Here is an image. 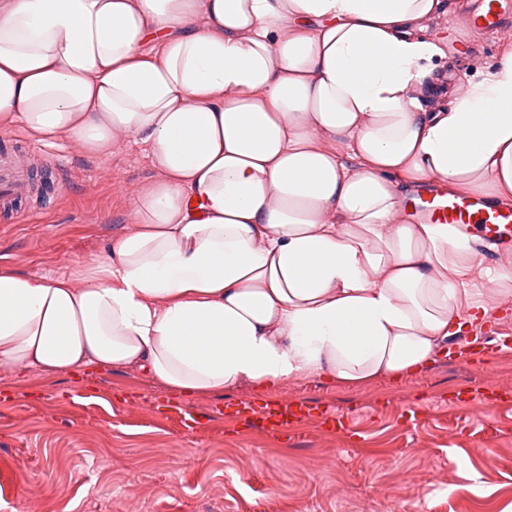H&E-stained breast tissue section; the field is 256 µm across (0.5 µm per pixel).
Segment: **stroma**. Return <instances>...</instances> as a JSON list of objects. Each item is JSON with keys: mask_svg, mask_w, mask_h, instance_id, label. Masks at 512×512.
<instances>
[{"mask_svg": "<svg viewBox=\"0 0 512 512\" xmlns=\"http://www.w3.org/2000/svg\"><path fill=\"white\" fill-rule=\"evenodd\" d=\"M429 24L446 53L443 104L491 70L512 31L488 40L446 0ZM0 151L48 170L44 203L0 221V269L49 278L102 255L126 229L139 186L155 177L147 145L128 138L111 160L73 141L1 131ZM305 407L288 430L259 426L267 409ZM250 407L252 421L238 411ZM192 412L185 427L180 409ZM339 417L326 424V415ZM512 512V349L482 345L439 357L401 384L184 397L131 369L26 378L0 372V512Z\"/></svg>", "mask_w": 512, "mask_h": 512, "instance_id": "stroma-1", "label": "stroma"}]
</instances>
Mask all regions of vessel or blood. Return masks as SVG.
Wrapping results in <instances>:
<instances>
[{
  "label": "vessel or blood",
  "instance_id": "1",
  "mask_svg": "<svg viewBox=\"0 0 512 512\" xmlns=\"http://www.w3.org/2000/svg\"><path fill=\"white\" fill-rule=\"evenodd\" d=\"M468 28L497 33L512 25V0H475L464 17ZM30 182L21 161L0 159V207L26 196ZM419 216L431 224H456L472 229L479 248L512 242V209L471 196H449L426 187L419 193Z\"/></svg>",
  "mask_w": 512,
  "mask_h": 512
}]
</instances>
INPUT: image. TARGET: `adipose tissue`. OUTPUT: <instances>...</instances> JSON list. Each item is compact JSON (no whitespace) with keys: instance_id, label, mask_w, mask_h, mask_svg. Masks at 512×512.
Masks as SVG:
<instances>
[{"instance_id":"adipose-tissue-1","label":"adipose tissue","mask_w":512,"mask_h":512,"mask_svg":"<svg viewBox=\"0 0 512 512\" xmlns=\"http://www.w3.org/2000/svg\"><path fill=\"white\" fill-rule=\"evenodd\" d=\"M444 0H0V129L149 146L130 225L0 271V369L135 368L185 397L423 370L512 286L422 184L512 203V48L429 107ZM355 160L348 167L339 147ZM485 276L490 287H473Z\"/></svg>"}]
</instances>
